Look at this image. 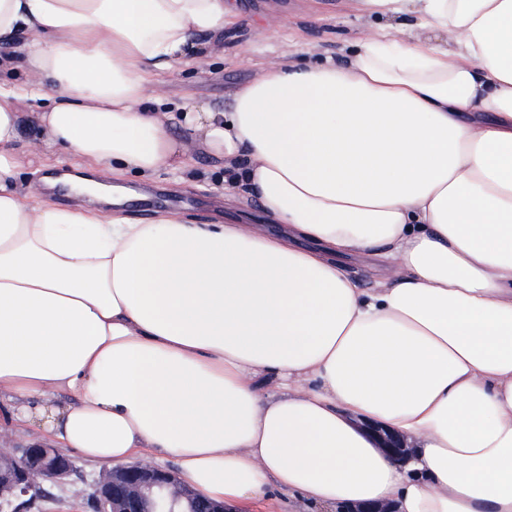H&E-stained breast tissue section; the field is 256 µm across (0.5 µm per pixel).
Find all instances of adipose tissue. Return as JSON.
Instances as JSON below:
<instances>
[{
	"mask_svg": "<svg viewBox=\"0 0 512 512\" xmlns=\"http://www.w3.org/2000/svg\"><path fill=\"white\" fill-rule=\"evenodd\" d=\"M356 2L381 23L343 63L180 107L272 236L19 182L21 98L76 194L189 169L154 78L224 0H0V40L28 37L0 52V425L104 464L174 456L231 512L277 488L308 512H512V0ZM351 254L383 267L372 287ZM344 266L355 273L356 279L362 288H368L375 274V267L369 260L359 256H347L341 258ZM379 447L397 459L406 462L411 458L412 448H409L404 438L398 434L378 433Z\"/></svg>",
	"mask_w": 512,
	"mask_h": 512,
	"instance_id": "1",
	"label": "adipose tissue"
}]
</instances>
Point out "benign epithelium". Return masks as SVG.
I'll list each match as a JSON object with an SVG mask.
<instances>
[{"mask_svg": "<svg viewBox=\"0 0 512 512\" xmlns=\"http://www.w3.org/2000/svg\"><path fill=\"white\" fill-rule=\"evenodd\" d=\"M379 447L406 462L412 449L398 434H378ZM7 452L16 460V467L6 483L9 486V507L12 512H26L42 493L45 481L61 482L73 472L71 458L61 449L44 442L11 447ZM179 480L170 471L150 464H136L101 473L93 484L96 512H179L173 498L158 497L153 509L145 506V493L162 492Z\"/></svg>", "mask_w": 512, "mask_h": 512, "instance_id": "7a95c632", "label": "benign epithelium"}]
</instances>
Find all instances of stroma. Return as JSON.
I'll return each instance as SVG.
<instances>
[{"label":"stroma","mask_w":512,"mask_h":512,"mask_svg":"<svg viewBox=\"0 0 512 512\" xmlns=\"http://www.w3.org/2000/svg\"><path fill=\"white\" fill-rule=\"evenodd\" d=\"M231 21L223 33L200 36L202 50L195 62L180 65L160 77L167 100L198 103L224 110L236 93L257 79L272 63H301L310 56L340 58L346 42L361 37L368 20L353 0H228ZM168 133L186 140L193 166L187 171L163 172L151 180L131 182L135 195L145 188L162 189L167 196L195 198L180 212L191 223L263 224L278 233L259 201L236 197L224 188V161L198 139L191 138L177 115L166 121ZM72 475L45 483L46 494L30 512H91L89 498L104 464L70 450Z\"/></svg>","instance_id":"obj_1"}]
</instances>
